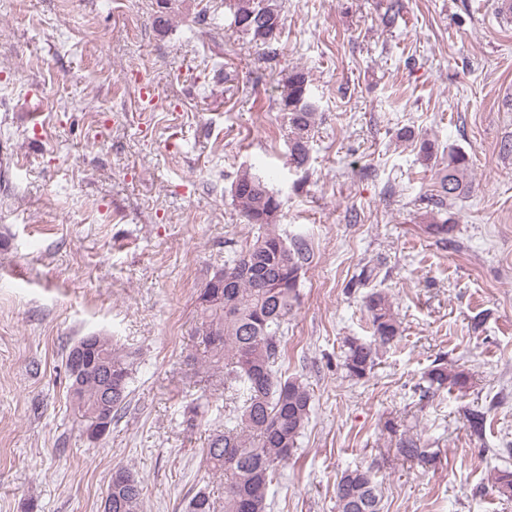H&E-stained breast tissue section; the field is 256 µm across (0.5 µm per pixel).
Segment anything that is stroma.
Here are the masks:
<instances>
[{"mask_svg":"<svg viewBox=\"0 0 512 512\" xmlns=\"http://www.w3.org/2000/svg\"><path fill=\"white\" fill-rule=\"evenodd\" d=\"M404 3L387 27L385 0H283L267 59L224 0H177L162 28L160 0H0V512H102L120 466L143 512H184L204 486L223 502L203 450L227 400L186 360L204 351L200 288L253 235L231 193L244 170L274 172L280 227L313 253L281 366L313 408L267 512H336L356 467L383 512H512L482 454L512 448V18L497 0ZM294 70L316 108L303 169L279 108ZM423 140L471 161L443 241ZM376 289L403 337L356 381L343 342L369 338ZM94 332L132 362L130 406L98 440L65 371ZM439 358L470 384L419 407ZM477 405L480 439L462 415ZM416 434L435 464L397 454Z\"/></svg>","mask_w":512,"mask_h":512,"instance_id":"35a3bbf8","label":"stroma"}]
</instances>
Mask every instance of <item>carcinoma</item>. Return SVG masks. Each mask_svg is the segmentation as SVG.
Instances as JSON below:
<instances>
[{"label": "carcinoma", "instance_id": "cac0c4a2", "mask_svg": "<svg viewBox=\"0 0 512 512\" xmlns=\"http://www.w3.org/2000/svg\"><path fill=\"white\" fill-rule=\"evenodd\" d=\"M224 4L237 32L264 55L274 52L285 22L282 0H224ZM280 108L288 114L289 164L301 169L309 162L308 132L315 117L303 71L288 74ZM419 153L435 168L438 179L428 229L446 235L448 204L474 191L470 161L460 150L440 156L435 144L426 140ZM232 197L255 235L246 248L225 253L224 269L206 281L198 296L201 313L194 335L205 347L198 372L218 379L224 391L237 399L224 416V430L211 435L205 459L209 470L224 478V512H266L270 488L297 450L312 411V394L301 377L278 373L285 356V331L298 304L301 273L311 252L303 237L288 240L280 233L277 217L282 204L266 177L242 172L232 186ZM364 306L372 336L346 339L343 361L347 376L357 381L370 375L380 351L400 341L403 333L384 291L369 293ZM109 373L112 397L105 400L102 389ZM131 373L127 356L109 337H102L92 369L80 379L72 378L71 398L82 417L90 421L100 414L114 419L129 402ZM426 381L428 386L416 387L421 403L444 389L467 388L470 377L439 362L428 371ZM487 414L483 408L463 410L471 433H482ZM398 451L407 460L429 463L436 457L412 437L399 440ZM493 488L511 499L512 471H497ZM106 498L112 499V512H142L143 487L124 467L114 471ZM334 498L336 512H382L379 484L369 470L345 471L336 481ZM187 512H215L210 492L198 490L188 501Z\"/></svg>", "mask_w": 512, "mask_h": 512}]
</instances>
